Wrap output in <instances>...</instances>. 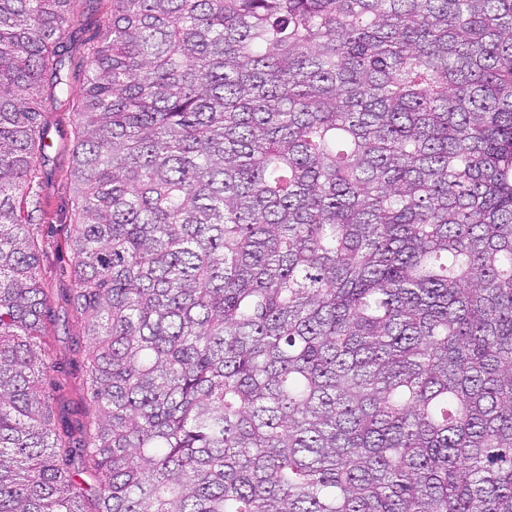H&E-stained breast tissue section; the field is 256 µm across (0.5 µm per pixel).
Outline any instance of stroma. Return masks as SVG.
I'll return each instance as SVG.
<instances>
[{
  "instance_id": "1",
  "label": "stroma",
  "mask_w": 512,
  "mask_h": 512,
  "mask_svg": "<svg viewBox=\"0 0 512 512\" xmlns=\"http://www.w3.org/2000/svg\"><path fill=\"white\" fill-rule=\"evenodd\" d=\"M75 123L76 117L70 112H57L51 118L38 227V238L44 247L42 272L55 289L47 348L56 365L51 377L60 380L62 386L56 390L52 404L53 424L56 432L67 430L73 434L77 433L89 406L83 331L69 305L74 286V255L71 249L73 193L67 174L71 166L70 146Z\"/></svg>"
}]
</instances>
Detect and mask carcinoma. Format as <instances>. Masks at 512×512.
I'll use <instances>...</instances> for the list:
<instances>
[{
    "mask_svg": "<svg viewBox=\"0 0 512 512\" xmlns=\"http://www.w3.org/2000/svg\"><path fill=\"white\" fill-rule=\"evenodd\" d=\"M83 2L0 0V512H512V0ZM83 8L84 25L78 33L77 39L80 40L78 43L95 36L98 30V20L110 8V3L107 0L91 1V3L87 1V3L84 2ZM76 117L72 112H55L51 118L47 143L46 178L40 200L42 215L37 226L38 238L44 246L41 256L42 273L52 282V326L47 348L59 372L51 373V381L59 379L63 386L55 390L52 418L57 433L68 426L72 438H79L78 428L85 420L89 406L86 393L87 360L84 354L83 331L69 305L72 288L74 255L71 249L73 234V193L67 174L71 166L70 146Z\"/></svg>",
    "mask_w": 512,
    "mask_h": 512,
    "instance_id": "obj_1",
    "label": "carcinoma"
}]
</instances>
